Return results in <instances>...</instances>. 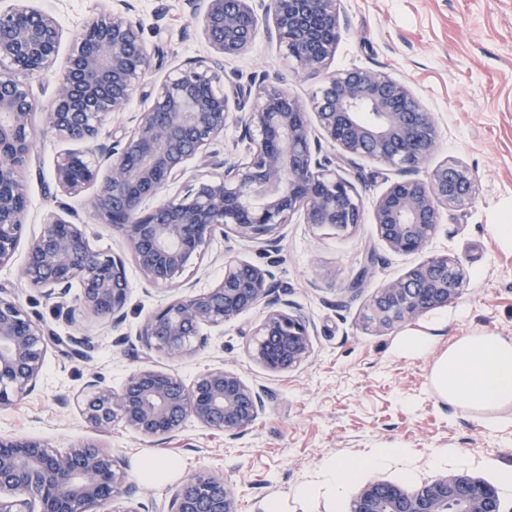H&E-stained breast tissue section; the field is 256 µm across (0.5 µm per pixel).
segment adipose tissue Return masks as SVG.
I'll return each mask as SVG.
<instances>
[{
  "mask_svg": "<svg viewBox=\"0 0 512 512\" xmlns=\"http://www.w3.org/2000/svg\"><path fill=\"white\" fill-rule=\"evenodd\" d=\"M432 383L453 405L492 411L512 404V338L495 334L464 336L442 352Z\"/></svg>",
  "mask_w": 512,
  "mask_h": 512,
  "instance_id": "adipose-tissue-1",
  "label": "adipose tissue"
}]
</instances>
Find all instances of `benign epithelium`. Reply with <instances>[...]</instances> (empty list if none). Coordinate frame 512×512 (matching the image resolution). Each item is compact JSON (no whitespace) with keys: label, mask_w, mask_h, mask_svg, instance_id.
I'll list each match as a JSON object with an SVG mask.
<instances>
[{"label":"benign epithelium","mask_w":512,"mask_h":512,"mask_svg":"<svg viewBox=\"0 0 512 512\" xmlns=\"http://www.w3.org/2000/svg\"><path fill=\"white\" fill-rule=\"evenodd\" d=\"M103 9L74 36L62 62L63 75L43 110L46 129L93 144L104 117L123 112L151 66L133 5ZM251 0H194L211 56L177 71L155 89L153 107L112 147L97 146L110 160L104 175L80 167L85 154L72 152L56 164L57 185L78 195L99 184L92 205L112 225L134 262L154 286H168L201 256L216 233L267 246L293 216L318 229L344 232L363 221L360 196L346 172L329 168L312 145L307 112L276 81L255 86L248 110L221 89L224 60L245 54L264 31L302 71L322 76L313 101L323 138L347 160L370 158L406 177L391 182L374 205L381 241L397 253L423 251L440 221V209L463 206L476 195L469 168L442 162L425 179L414 176L434 153L438 125L411 88L365 68L325 72L335 56L342 25L338 0H268L264 21ZM61 26L54 14L29 0L0 7V264L19 243L27 206L18 185L28 162V136L38 105L26 79L58 62ZM248 141L245 158H219L209 150L224 136L230 117ZM200 158L224 169L219 177L192 185L178 200L147 206L168 183ZM24 281L62 299L81 285L82 311L119 325L128 302L123 257L94 247L82 224L53 219L27 245ZM461 263L431 256L400 280L372 296L366 319L379 329L412 322L448 305L463 286ZM274 275L248 262L224 265L212 288L168 302L149 315L138 333L142 346L170 358L191 355L206 344L203 324L219 325L260 305L265 314L255 331L251 358L267 370L298 368L311 352L309 325L276 295ZM50 332L34 321L14 294L0 289V405L31 391L42 372ZM268 394L237 373L214 366L191 384L170 372L141 366L120 390L93 373L77 398L84 421L105 431L122 422L146 438H167L184 422L221 432L247 431ZM139 488L125 484L121 462L105 448L75 444L54 452L37 440L0 437V512H134L126 503ZM500 512L494 487L464 474H447L407 491L373 479L355 496L351 512ZM165 512H238L234 488L208 470L189 475Z\"/></svg>","instance_id":"7a95c632"}]
</instances>
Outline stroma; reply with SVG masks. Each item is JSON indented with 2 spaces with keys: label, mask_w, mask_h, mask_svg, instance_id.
I'll return each mask as SVG.
<instances>
[{
  "label": "stroma",
  "mask_w": 512,
  "mask_h": 512,
  "mask_svg": "<svg viewBox=\"0 0 512 512\" xmlns=\"http://www.w3.org/2000/svg\"><path fill=\"white\" fill-rule=\"evenodd\" d=\"M37 3L57 16L66 48L100 0ZM133 3L152 64L142 78V94L133 95L126 111L106 117L100 139L107 144L131 131L134 116L152 106L154 85L208 51L187 0ZM340 10L345 31L330 69L381 70L408 82L439 125L437 148L419 177L446 160L465 165L477 182L472 203L442 209L424 251L392 252L370 214L386 181L399 174L392 170L380 178L379 164L360 158L347 170L366 212L355 229L339 233L294 222L283 227L273 247L218 235L182 274L179 287L158 289L147 284L111 225L96 218L93 190L70 196L57 186V158L81 146L44 132L42 117H35L33 151L20 172L28 201L24 239L37 236L52 214L85 225L95 247L126 258L130 292L125 320L113 328L79 312L80 288L57 301L25 283L24 247L0 265V287L14 292L33 320L94 345L87 360L49 346L35 390L0 406V436L35 439L57 451L78 442L111 449L128 482L144 488L136 496L139 512H154L181 480L200 469L224 475L237 493L239 512H262L272 497L282 500L285 512H349L353 497L370 480L414 489L453 472L491 484L502 512H512V484L500 478L512 470V405L486 412L452 405L430 380L435 360L450 342L481 333L512 337V240L497 231L504 214L512 213V0H340ZM275 72L305 105L320 85L319 77L289 67L262 37L248 53L225 62L224 81L246 90L262 74ZM434 255L461 262L462 295L415 323L385 332L369 327L365 312L377 289ZM235 260L272 271L277 295L309 320L311 353L299 368L272 373L249 358L251 334L262 316L258 308L218 326H202L208 344L191 356L172 360L143 348L137 334L148 315L184 289L213 287L225 262ZM66 308L75 310L74 322L63 319ZM405 336L424 338L430 350L399 355L396 346ZM219 364L268 393L264 410L244 433L213 431L190 419L175 436L153 442L120 422L97 432L78 413L77 397L90 374L117 388L132 369L150 365L189 383ZM378 448H402L406 454L382 468L362 470ZM148 460L170 461L175 468L165 480L146 484L140 470ZM335 463L355 466L354 478L329 483L326 470ZM302 486L310 488L309 497H296Z\"/></svg>",
  "instance_id": "1"
}]
</instances>
